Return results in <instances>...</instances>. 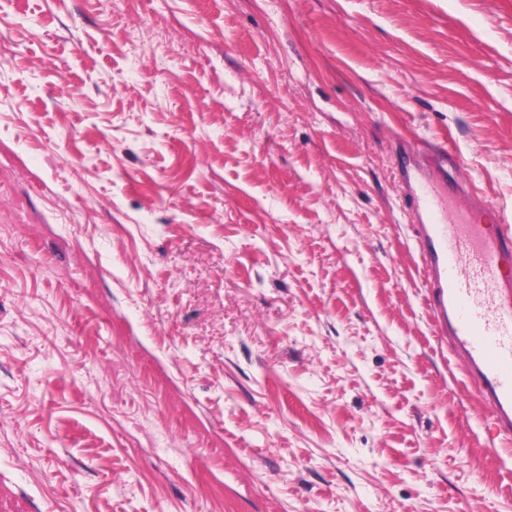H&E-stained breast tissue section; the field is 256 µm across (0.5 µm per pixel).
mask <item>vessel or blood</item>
I'll return each mask as SVG.
<instances>
[{
    "mask_svg": "<svg viewBox=\"0 0 512 512\" xmlns=\"http://www.w3.org/2000/svg\"><path fill=\"white\" fill-rule=\"evenodd\" d=\"M467 195L463 180L406 181L418 228L421 278L434 303L436 335L450 336L464 375L488 409L501 443H512V217L495 224L451 222L447 188Z\"/></svg>",
    "mask_w": 512,
    "mask_h": 512,
    "instance_id": "obj_1",
    "label": "vessel or blood"
}]
</instances>
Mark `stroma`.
<instances>
[{
  "label": "stroma",
  "instance_id": "35a3bbf8",
  "mask_svg": "<svg viewBox=\"0 0 512 512\" xmlns=\"http://www.w3.org/2000/svg\"><path fill=\"white\" fill-rule=\"evenodd\" d=\"M443 138L512 217V0H0V512H512ZM418 152L443 176L429 181L408 174L404 192L418 228L421 279L434 298L435 333L451 337L496 437L511 447L512 217L498 224H450L441 202L448 189V141Z\"/></svg>",
  "mask_w": 512,
  "mask_h": 512
}]
</instances>
